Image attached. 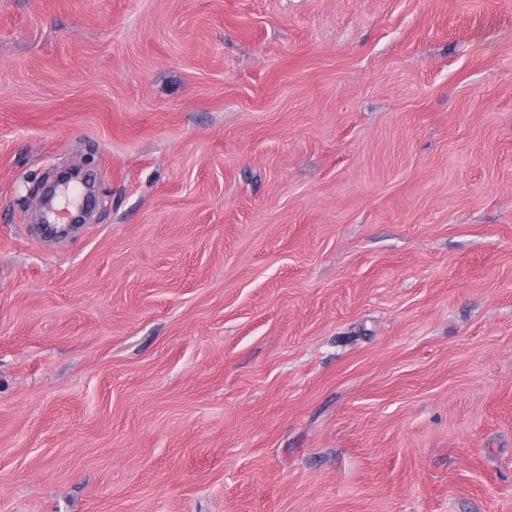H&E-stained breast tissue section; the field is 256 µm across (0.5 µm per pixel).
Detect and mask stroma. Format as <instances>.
I'll use <instances>...</instances> for the list:
<instances>
[{
    "label": "stroma",
    "instance_id": "stroma-1",
    "mask_svg": "<svg viewBox=\"0 0 512 512\" xmlns=\"http://www.w3.org/2000/svg\"><path fill=\"white\" fill-rule=\"evenodd\" d=\"M0 512H512V0H0ZM73 180H79L85 187L86 207L80 209L75 222L73 224H84L89 216L90 209L95 202L94 185L92 180L86 174H82L80 170L69 169L56 171L52 176H48L40 182L39 189L42 190V204L48 205L50 199L54 196L58 186L68 184Z\"/></svg>",
    "mask_w": 512,
    "mask_h": 512
}]
</instances>
